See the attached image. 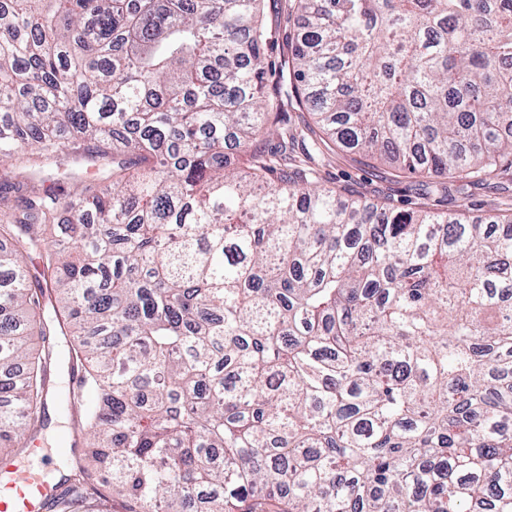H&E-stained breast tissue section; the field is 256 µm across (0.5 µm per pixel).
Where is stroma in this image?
<instances>
[{"mask_svg":"<svg viewBox=\"0 0 512 512\" xmlns=\"http://www.w3.org/2000/svg\"><path fill=\"white\" fill-rule=\"evenodd\" d=\"M261 22L268 36L265 47L268 64L265 91L271 99L279 101L282 110L278 132L264 143V151H274L280 141H287L289 168L311 166L321 186L351 192L402 210L429 206L440 212H452L463 204L474 215L512 213L511 168H503L483 185L462 193L448 192L442 186L429 193L419 186L416 176L324 145L309 106L281 95L283 86L289 80L288 60L297 29L293 0H262ZM68 391L69 372L58 370L51 377L53 402L49 407L47 426L31 440L29 447L11 453L14 461L22 465L33 458H42L43 473L49 479L54 477L56 471H68L72 459L85 455L84 441H77L72 450L60 446L61 435L72 434L75 428L72 413L60 403L61 397L67 395Z\"/></svg>","mask_w":512,"mask_h":512,"instance_id":"35a3bbf8","label":"stroma"}]
</instances>
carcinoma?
<instances>
[{
    "label": "carcinoma",
    "mask_w": 512,
    "mask_h": 512,
    "mask_svg": "<svg viewBox=\"0 0 512 512\" xmlns=\"http://www.w3.org/2000/svg\"><path fill=\"white\" fill-rule=\"evenodd\" d=\"M259 0H0V449L56 337L94 469L58 512H512V218L341 196L277 157ZM296 96L342 150L512 161V0H298ZM96 180L69 194L30 169ZM40 259L33 275L25 259Z\"/></svg>",
    "instance_id": "obj_1"
}]
</instances>
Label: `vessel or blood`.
<instances>
[{
	"label": "vessel or blood",
	"instance_id": "b4317fda",
	"mask_svg": "<svg viewBox=\"0 0 512 512\" xmlns=\"http://www.w3.org/2000/svg\"><path fill=\"white\" fill-rule=\"evenodd\" d=\"M53 485L38 467L0 462V512H46Z\"/></svg>",
	"mask_w": 512,
	"mask_h": 512
}]
</instances>
